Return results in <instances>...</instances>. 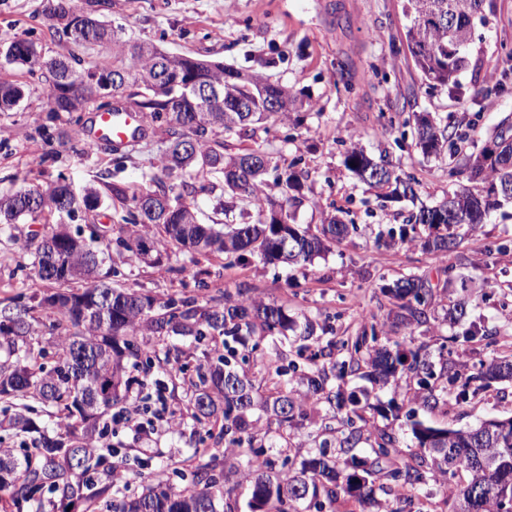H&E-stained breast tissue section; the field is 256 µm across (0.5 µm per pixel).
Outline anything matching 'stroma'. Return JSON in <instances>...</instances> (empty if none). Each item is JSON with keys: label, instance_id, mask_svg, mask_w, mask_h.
I'll return each instance as SVG.
<instances>
[{"label": "stroma", "instance_id": "stroma-1", "mask_svg": "<svg viewBox=\"0 0 512 512\" xmlns=\"http://www.w3.org/2000/svg\"><path fill=\"white\" fill-rule=\"evenodd\" d=\"M497 15L489 26L477 27L472 62L460 75L458 93L423 82L406 46L407 20L402 0H106L98 16L125 36L147 41L172 54L223 63L241 71L259 72L289 87L299 100L288 121L265 136L267 150L285 161H298L306 171L307 199L295 212L296 223L315 225L345 209L359 226L357 233L331 247L312 264L285 269L250 257L234 271L223 269L217 256L169 252L157 267L128 263L113 252L109 262L116 279L127 287L185 296L199 295L197 274L208 270L210 292L248 287L251 296L285 307L298 324L330 321L337 335H356L369 322L408 348L424 347L431 357L447 355L452 369L465 372L512 351V206L495 213L488 224L466 232L461 249L466 273L479 289L462 326L452 327L436 310L428 324L409 330L390 317V301L379 290L381 279L409 273L446 283L448 297L460 293L459 280L447 279V259L404 246L378 244L379 234L402 224L412 206L388 201L360 183L343 165L349 138L371 154L387 153L393 165L421 183V198L434 204L455 190L443 161L422 154L396 139L410 133L414 114H429L439 125L472 121V138L485 143L493 128L512 118V77L502 95L484 99L478 87L507 67L499 48L512 42V0H496ZM47 0H0V33L44 46L51 54L67 53L71 45L58 36L45 13ZM26 83L28 94L12 112H0V192L19 188L20 178L43 184L64 175L75 189L112 169L110 155L85 151L65 137L69 116L53 118L46 107L48 84L21 68H2L0 78ZM0 234V299L45 291L34 275L31 257L4 246ZM477 328L479 337L460 339L461 329ZM496 331L495 343L484 334ZM415 381L401 379L379 389L382 403H395L388 415L367 412L378 426L392 427L399 437L398 456L410 459V421ZM174 414L151 440L134 438L126 429L108 431L116 449L112 457L124 478L120 490L143 491L141 475L163 474L186 488L180 475L194 450L216 448L215 439L188 416ZM512 416V382H495L467 401L449 400L426 419L437 427L468 428L480 421Z\"/></svg>", "mask_w": 512, "mask_h": 512}]
</instances>
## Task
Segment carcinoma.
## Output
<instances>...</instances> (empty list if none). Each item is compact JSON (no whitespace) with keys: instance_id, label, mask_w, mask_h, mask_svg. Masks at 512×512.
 <instances>
[{"instance_id":"1","label":"carcinoma","mask_w":512,"mask_h":512,"mask_svg":"<svg viewBox=\"0 0 512 512\" xmlns=\"http://www.w3.org/2000/svg\"><path fill=\"white\" fill-rule=\"evenodd\" d=\"M495 0H403L408 20L405 40L422 78L434 85L457 86L458 74L471 63L474 41L470 21L494 13ZM57 23V32L79 48L88 42H110L112 65H92L78 52L67 57H47L42 47L22 39L0 41V68L27 66L49 84L48 111L81 112L92 104L98 110L120 111L110 99L121 94L122 82L106 84L112 75L140 78V102L145 129L156 138L159 153L141 171L148 188L130 191L112 175L76 192L59 176L46 185H24L0 194V223L21 218L35 223L58 215L50 232L24 239L14 235L7 242L32 257L35 275L54 285L41 296L22 295L0 300V401L14 413L0 419L7 428L28 438L30 450L18 461L10 449L0 448V490L12 503L28 512H59L76 502L84 512L103 505L107 512H297L296 505L309 501L317 512L336 503L340 492L356 497L362 505L379 512H405L409 493L445 480L458 470L468 473L466 484L452 491L454 512H512V417L492 418L467 429L435 427L410 420L414 447L420 454L414 463L392 455L394 433L386 428L369 431L361 422L364 413L378 405L362 396L345 394L332 379L357 375L383 388L404 373L418 377L416 403L433 410L447 397L476 396L490 382L512 379V357L503 356L481 364L455 391L458 376L448 374L443 361L441 391L430 384L432 362L421 350L402 343H381L376 325L362 328L341 342L347 359L332 362L333 347L327 344L307 357L309 367L295 383L285 379L297 366L277 367L257 383L243 369L229 365L212 347L202 352L196 367L197 380L171 376L172 392L183 389L191 419L218 430V438L239 449L246 459L245 506L224 499L223 460L207 449H195V465L189 472L191 487L177 490L144 478V491L136 497L119 495L118 474L107 457L96 452L99 421L111 411L130 412L135 407L133 379L128 369L151 364L156 351L139 342L141 336L164 339L190 336L198 343H217L221 336L243 343L248 336L288 339L296 320L284 308L248 296L249 289L220 291L203 299L131 291L98 278V270L110 256L112 228L96 227L86 240L70 232L68 221L84 210L83 221L95 224L93 212L107 204L121 210L119 230L123 248L133 262L154 265L163 251L176 249L197 254L224 256V269L240 267L257 255L266 264L306 265L327 252L330 244L348 237L355 225L338 215L326 216L315 228L295 224L293 209L303 205L301 174L282 167L273 153L258 143V132L288 117L294 98L290 90L260 73L244 74L220 62L187 55H173L145 43H133L105 21L89 16L83 0H49L46 7ZM23 90L13 81L0 80V112L19 105ZM471 124L453 130L440 128L422 116L416 122V146L426 157H448V176L466 177L467 184L429 206L419 195L420 182L404 176L381 156L375 158L353 147L344 155V166L372 189H388L386 198L406 200L414 210L390 236L395 244L410 245L427 255L446 257L452 263L461 244L456 226L475 230L491 215L512 204V122L504 119L490 137L493 149L470 151ZM238 135L255 142L254 148L229 152L219 134ZM195 171L221 179L225 222L219 227L201 222L198 210L186 198L211 192L212 183L195 185L173 181L176 174ZM281 198L266 193L268 176ZM393 300L396 324L414 329L428 323L437 289L423 275H404L382 288ZM462 295L449 303L445 320L455 324L467 314L470 303L467 280L461 279ZM52 342L55 364L45 370L39 359L46 355L35 348L43 331ZM335 414H344L347 428L335 437V446L322 441L288 468L280 467L255 449L256 423L265 416L277 425L285 445H293L286 431L298 428L307 415L305 397ZM60 420L62 437L38 428L30 414L35 406ZM399 491L381 503L376 491Z\"/></svg>"}]
</instances>
